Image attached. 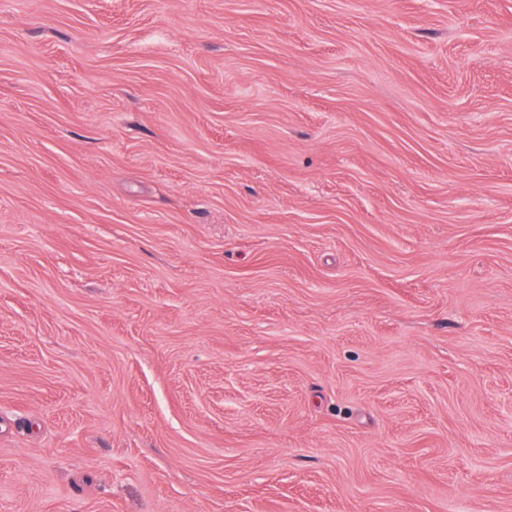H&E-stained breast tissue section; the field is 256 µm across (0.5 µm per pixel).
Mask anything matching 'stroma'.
Masks as SVG:
<instances>
[{
	"label": "stroma",
	"mask_w": 512,
	"mask_h": 512,
	"mask_svg": "<svg viewBox=\"0 0 512 512\" xmlns=\"http://www.w3.org/2000/svg\"><path fill=\"white\" fill-rule=\"evenodd\" d=\"M0 512H512V0H0Z\"/></svg>",
	"instance_id": "35a3bbf8"
}]
</instances>
